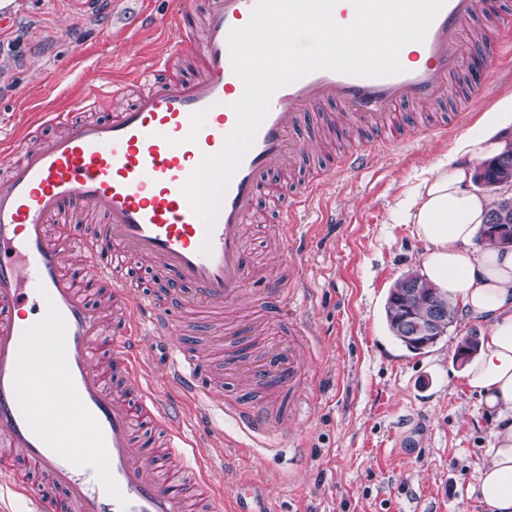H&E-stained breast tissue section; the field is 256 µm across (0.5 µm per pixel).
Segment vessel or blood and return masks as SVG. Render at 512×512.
I'll use <instances>...</instances> for the list:
<instances>
[{
	"instance_id": "b4317fda",
	"label": "vessel or blood",
	"mask_w": 512,
	"mask_h": 512,
	"mask_svg": "<svg viewBox=\"0 0 512 512\" xmlns=\"http://www.w3.org/2000/svg\"><path fill=\"white\" fill-rule=\"evenodd\" d=\"M255 4L205 0L197 42L193 0H176L161 24L178 39L142 71L152 89L109 119L42 113L45 122L66 125V133L22 147L20 162L0 182V499L24 502L28 512H188L197 502L221 512L199 444L139 378L141 328L166 340L172 388L220 411L224 372L233 370L236 420L272 434L275 419L248 392L296 395L303 366L277 350L253 354L265 319L288 310L285 283H258L248 253L244 226L260 189L294 168L314 110H322L324 127L349 137L364 126L396 138L426 133L418 108L443 106L460 79L483 93L488 76L469 58L501 56L512 31L501 12H479L477 0H445L401 73L366 78L317 70L279 88L208 226L182 188L235 126L233 105L244 87L228 36L249 21ZM374 162L358 145L336 170L355 173ZM317 183L312 177L296 188L285 203L287 219ZM73 203L104 211L93 238L51 234V221ZM111 244L154 261L172 279L174 303H129L131 283L103 260ZM69 246L81 248L92 276L66 273ZM102 283L112 286L108 308L87 297ZM245 305L255 308V319L222 320L223 311ZM181 306L203 313L204 332L224 338L211 365L187 343H171ZM33 473L60 496L37 493Z\"/></svg>"
}]
</instances>
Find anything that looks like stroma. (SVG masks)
<instances>
[{"mask_svg": "<svg viewBox=\"0 0 512 512\" xmlns=\"http://www.w3.org/2000/svg\"><path fill=\"white\" fill-rule=\"evenodd\" d=\"M16 8V24L0 29V178L15 158L8 145L17 134L32 146L58 133V126L36 122L37 113L111 117L169 45L157 24L168 0H108L98 10L90 0H16ZM117 82L125 85L118 95ZM510 96L512 56L493 63L483 94L457 88L449 95V114L468 115L464 127L408 146L364 132L380 163L323 178L296 212L305 279L288 293V315L311 335L300 343L272 321L255 349L260 355L273 343L306 363L295 403L273 405L278 435L244 430L231 413L200 402L180 407L224 497L250 478L264 486L271 512H488L465 488L487 460L495 416L469 391L455 361L461 338L479 330L456 321L433 347L413 353L390 332L385 305L407 272L421 270L426 253L413 225L395 223L400 201L447 160L459 137L473 133L478 114ZM280 218L278 202L260 194L247 236L264 277L285 262L268 232ZM142 344V381L163 403L177 401L163 343L146 337Z\"/></svg>", "mask_w": 512, "mask_h": 512, "instance_id": "stroma-1", "label": "stroma"}]
</instances>
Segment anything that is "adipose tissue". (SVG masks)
<instances>
[{"instance_id":"obj_1","label":"adipose tissue","mask_w":512,"mask_h":512,"mask_svg":"<svg viewBox=\"0 0 512 512\" xmlns=\"http://www.w3.org/2000/svg\"><path fill=\"white\" fill-rule=\"evenodd\" d=\"M476 128L458 140L447 163L431 169L397 214L427 246L425 277L484 329L463 376L496 415L495 445L466 494L489 512H512V248L479 240L492 201L469 188L473 162L512 148V101L482 113Z\"/></svg>"}]
</instances>
